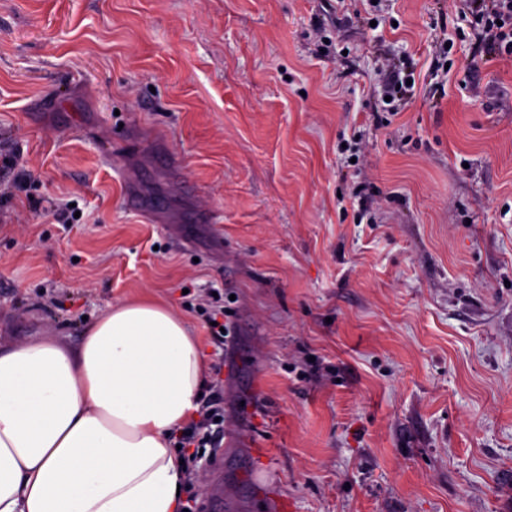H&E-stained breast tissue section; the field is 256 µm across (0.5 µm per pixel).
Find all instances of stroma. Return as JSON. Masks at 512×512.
<instances>
[{"mask_svg": "<svg viewBox=\"0 0 512 512\" xmlns=\"http://www.w3.org/2000/svg\"><path fill=\"white\" fill-rule=\"evenodd\" d=\"M476 33L452 0H0V345L180 315L224 408L199 512L220 477L232 512H512V60Z\"/></svg>", "mask_w": 512, "mask_h": 512, "instance_id": "obj_1", "label": "stroma"}]
</instances>
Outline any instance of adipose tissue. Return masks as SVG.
Wrapping results in <instances>:
<instances>
[{
  "instance_id": "adipose-tissue-1",
  "label": "adipose tissue",
  "mask_w": 512,
  "mask_h": 512,
  "mask_svg": "<svg viewBox=\"0 0 512 512\" xmlns=\"http://www.w3.org/2000/svg\"><path fill=\"white\" fill-rule=\"evenodd\" d=\"M206 381L198 338L151 299L112 307L74 348L0 349V512H180L175 436Z\"/></svg>"
}]
</instances>
